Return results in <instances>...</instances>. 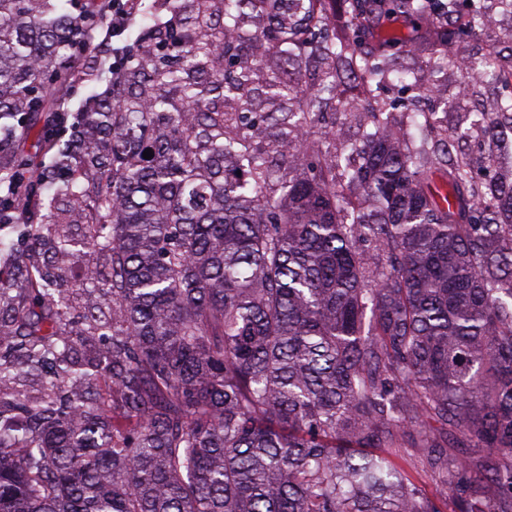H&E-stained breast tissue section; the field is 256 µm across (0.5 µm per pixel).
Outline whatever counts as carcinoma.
Listing matches in <instances>:
<instances>
[{
  "label": "carcinoma",
  "mask_w": 512,
  "mask_h": 512,
  "mask_svg": "<svg viewBox=\"0 0 512 512\" xmlns=\"http://www.w3.org/2000/svg\"><path fill=\"white\" fill-rule=\"evenodd\" d=\"M108 2L0 0L4 137L60 108L63 62L95 61ZM271 2L172 4L110 96L85 100L65 183L0 201L34 221L24 284L0 281V384L18 349L51 366L44 396L0 398V417L30 418L0 430V512H443L399 463L412 448L455 512H512V174L479 181L453 131L414 146L376 95L395 50L470 77L453 43L486 0L393 35L431 0H295L302 31ZM228 28L262 51L226 67ZM302 61L315 90L286 78ZM336 97L373 131L322 161L307 125ZM259 98L283 113L285 180L243 133ZM510 111L473 129L491 142ZM0 172L55 178L14 153ZM62 224L85 226V251ZM78 257L75 321L55 266Z\"/></svg>",
  "instance_id": "1"
}]
</instances>
